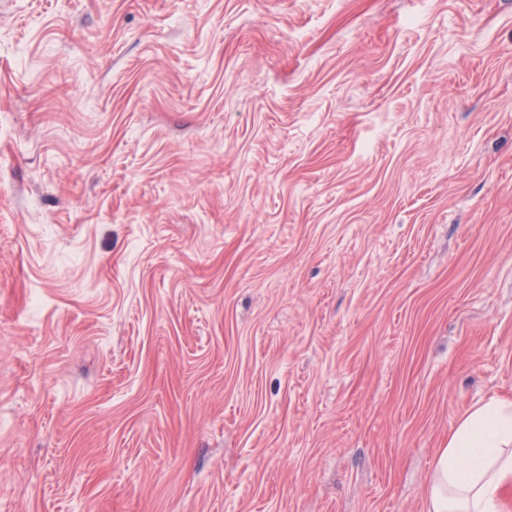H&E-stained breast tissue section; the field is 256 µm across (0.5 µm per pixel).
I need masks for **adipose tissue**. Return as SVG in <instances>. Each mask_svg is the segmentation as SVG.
I'll use <instances>...</instances> for the list:
<instances>
[{"mask_svg":"<svg viewBox=\"0 0 512 512\" xmlns=\"http://www.w3.org/2000/svg\"><path fill=\"white\" fill-rule=\"evenodd\" d=\"M512 485V400L497 397L464 411L434 458L425 512H503Z\"/></svg>","mask_w":512,"mask_h":512,"instance_id":"obj_1","label":"adipose tissue"}]
</instances>
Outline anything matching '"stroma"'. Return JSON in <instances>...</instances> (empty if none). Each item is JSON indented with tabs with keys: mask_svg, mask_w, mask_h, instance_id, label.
Returning a JSON list of instances; mask_svg holds the SVG:
<instances>
[{
	"mask_svg": "<svg viewBox=\"0 0 512 512\" xmlns=\"http://www.w3.org/2000/svg\"><path fill=\"white\" fill-rule=\"evenodd\" d=\"M512 399V0H0V512H424Z\"/></svg>",
	"mask_w": 512,
	"mask_h": 512,
	"instance_id": "obj_1",
	"label": "stroma"
}]
</instances>
